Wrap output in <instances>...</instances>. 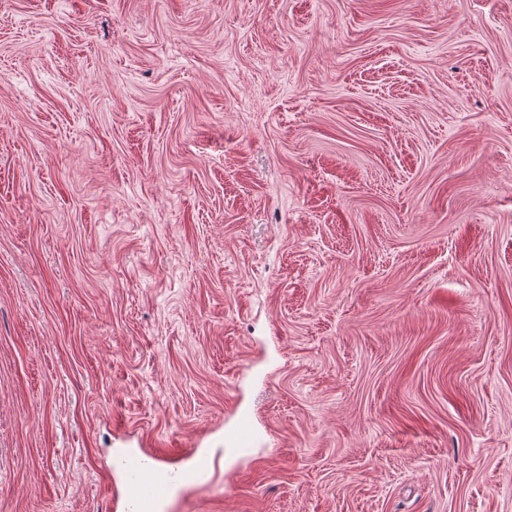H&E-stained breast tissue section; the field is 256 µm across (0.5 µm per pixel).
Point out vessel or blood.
Wrapping results in <instances>:
<instances>
[{
    "instance_id": "obj_1",
    "label": "vessel or blood",
    "mask_w": 512,
    "mask_h": 512,
    "mask_svg": "<svg viewBox=\"0 0 512 512\" xmlns=\"http://www.w3.org/2000/svg\"><path fill=\"white\" fill-rule=\"evenodd\" d=\"M254 433L249 421H241L234 446L241 458L253 455ZM112 472L125 487L124 512H155L157 504L173 492L210 482L215 474L211 456L190 450L179 466H170L159 454L146 450H124L112 458Z\"/></svg>"
}]
</instances>
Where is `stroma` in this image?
Listing matches in <instances>:
<instances>
[{"label": "stroma", "instance_id": "1", "mask_svg": "<svg viewBox=\"0 0 512 512\" xmlns=\"http://www.w3.org/2000/svg\"><path fill=\"white\" fill-rule=\"evenodd\" d=\"M377 2L0 0V512H512V0ZM255 444L254 433L250 422L246 419L242 420L234 434V446L238 455L243 458H251L253 456V447ZM159 454L146 450H124L112 458V472L125 487L124 512H155L157 504L174 491L210 482L215 474L211 456L192 449L178 467Z\"/></svg>", "mask_w": 512, "mask_h": 512}]
</instances>
